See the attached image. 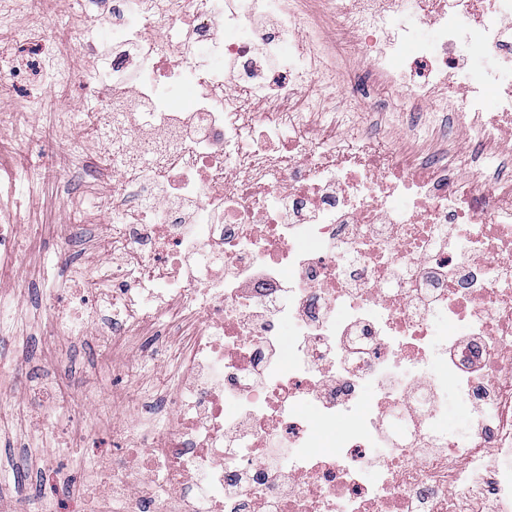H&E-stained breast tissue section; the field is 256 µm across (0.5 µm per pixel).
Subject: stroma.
<instances>
[{
	"label": "stroma",
	"instance_id": "1",
	"mask_svg": "<svg viewBox=\"0 0 512 512\" xmlns=\"http://www.w3.org/2000/svg\"><path fill=\"white\" fill-rule=\"evenodd\" d=\"M89 37L98 52L73 58L75 78L68 87L55 86L45 94L30 76L15 83L0 104L1 110H18L39 92L49 109L70 106L74 120L73 126L53 136L26 141L0 127V210H7L20 226L14 273L0 281V414L13 417L6 428H0V507L5 512H24L36 502L45 512H58L70 494L62 484H45V475L60 473L74 483L85 480L95 455L113 452L117 446L112 439V415L125 389L119 371L107 363L93 337L49 335L56 309L64 308L70 299L71 269L80 266L95 272L105 261L103 252L85 247V239H102L110 233L103 208L110 187L85 188L63 163L52 172L43 166L46 156L63 160L71 152L75 123L84 111L104 108L92 86L110 72V23H97ZM82 211L96 215L97 221L82 235H72L68 220ZM49 376L61 380L82 400L83 412L36 404L27 415L17 417L16 401L27 385ZM47 416L83 431L84 448L57 452V437L39 426Z\"/></svg>",
	"mask_w": 512,
	"mask_h": 512
}]
</instances>
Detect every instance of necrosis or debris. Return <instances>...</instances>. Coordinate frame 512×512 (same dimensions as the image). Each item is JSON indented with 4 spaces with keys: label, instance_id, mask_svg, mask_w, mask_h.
Listing matches in <instances>:
<instances>
[{
    "label": "necrosis or debris",
    "instance_id": "4bbe7bcc",
    "mask_svg": "<svg viewBox=\"0 0 512 512\" xmlns=\"http://www.w3.org/2000/svg\"><path fill=\"white\" fill-rule=\"evenodd\" d=\"M330 2L329 33L282 0L78 2L111 8L112 73L134 53L140 77L78 130L112 181V264L80 274L63 332L180 339L156 394L121 366L97 512H512V0ZM463 50L499 66L460 75ZM344 59L368 64L342 75L371 99L358 125L320 103ZM452 391L471 440L443 427Z\"/></svg>",
    "mask_w": 512,
    "mask_h": 512
}]
</instances>
